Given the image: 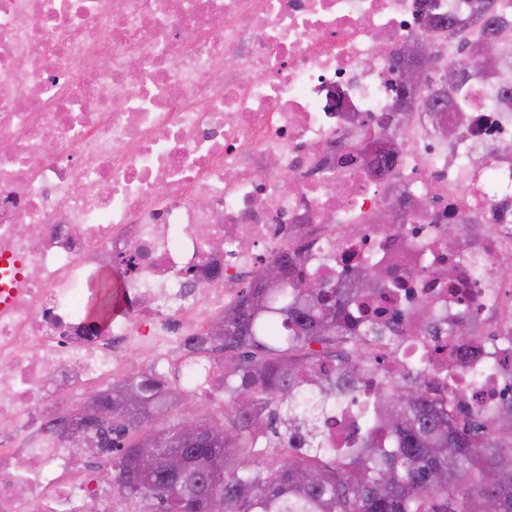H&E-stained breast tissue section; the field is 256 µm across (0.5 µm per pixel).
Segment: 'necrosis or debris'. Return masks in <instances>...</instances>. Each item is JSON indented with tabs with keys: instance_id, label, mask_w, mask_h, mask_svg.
Segmentation results:
<instances>
[{
	"instance_id": "necrosis-or-debris-1",
	"label": "necrosis or debris",
	"mask_w": 512,
	"mask_h": 512,
	"mask_svg": "<svg viewBox=\"0 0 512 512\" xmlns=\"http://www.w3.org/2000/svg\"><path fill=\"white\" fill-rule=\"evenodd\" d=\"M424 23L419 0H0V254L23 276L0 312V512H141L94 472L69 480L44 427L58 390L111 380L130 340L158 343L152 325L208 315L214 273L230 289L284 251L295 283L387 273L364 300L391 316L371 387L419 361L460 410L500 406L512 112L490 111L503 86L474 62L465 115L399 111L395 64ZM224 56L238 66L213 81ZM386 120L377 169L361 147ZM461 220L470 239L449 241ZM106 272L123 313L99 332Z\"/></svg>"
}]
</instances>
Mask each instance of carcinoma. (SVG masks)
Here are the masks:
<instances>
[{"instance_id": "obj_1", "label": "carcinoma", "mask_w": 512, "mask_h": 512, "mask_svg": "<svg viewBox=\"0 0 512 512\" xmlns=\"http://www.w3.org/2000/svg\"><path fill=\"white\" fill-rule=\"evenodd\" d=\"M471 37L457 36L453 19L435 16L439 43H458L490 74L512 82V22L484 19L491 0H470ZM511 31L496 57L485 42ZM444 103L432 89L401 88L399 109L413 100L464 112L460 93L468 67L441 65ZM288 253L252 279L224 314L189 341L194 353H214L224 368V419L203 418L198 434L180 433L186 393L163 376L140 370L112 381L105 394L125 418L96 433L92 453L112 465L113 488L148 503L150 512H175L183 500L205 512L213 495L223 512H512V405L488 417L477 406L467 415L420 382L384 383L360 415L354 448H333L324 421L342 398L359 389L370 347L383 342L385 316L360 318L357 307L380 284L365 269L343 282L314 276L321 287H289ZM160 415L154 452L142 456L138 432ZM282 458L276 469L245 463L239 449L258 440ZM177 457L183 467L175 470Z\"/></svg>"}]
</instances>
